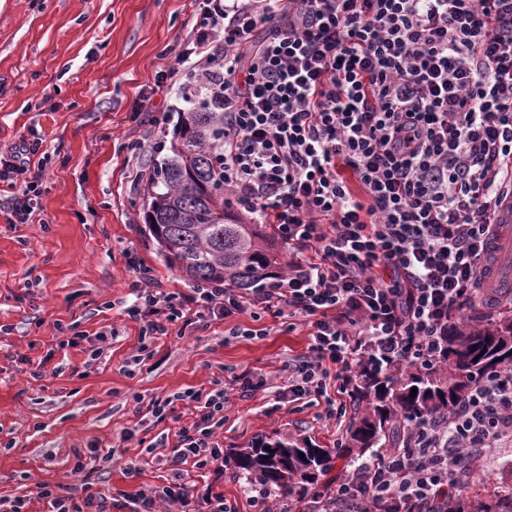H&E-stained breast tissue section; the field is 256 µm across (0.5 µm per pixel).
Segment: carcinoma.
<instances>
[{
	"mask_svg": "<svg viewBox=\"0 0 512 512\" xmlns=\"http://www.w3.org/2000/svg\"><path fill=\"white\" fill-rule=\"evenodd\" d=\"M178 113L172 155L155 164L148 188L149 232L160 252L196 287L259 288L283 271L273 227L245 224L224 203V112L198 91ZM512 365V317L490 326L468 325L448 339L435 372L400 371L393 379L366 378L354 391L357 420L349 449L373 451L399 437L398 421L445 411L466 391L472 376ZM417 394L411 395V389ZM305 454L300 458L299 454ZM249 479L282 493L308 494L333 467L330 450L305 440L265 438L235 454Z\"/></svg>",
	"mask_w": 512,
	"mask_h": 512,
	"instance_id": "obj_1",
	"label": "carcinoma"
}]
</instances>
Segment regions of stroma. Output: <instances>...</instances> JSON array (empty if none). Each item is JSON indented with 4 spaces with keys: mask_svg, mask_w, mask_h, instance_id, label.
<instances>
[{
    "mask_svg": "<svg viewBox=\"0 0 512 512\" xmlns=\"http://www.w3.org/2000/svg\"><path fill=\"white\" fill-rule=\"evenodd\" d=\"M198 9L197 0H0V153L36 137L47 158L45 181L31 195L35 222L13 223L6 208L23 183H0V499H26L25 512H48L37 495L42 484L66 486L77 499L92 493L109 512H129L127 494L167 476L145 447L196 416L181 402L180 420L156 421L151 400L209 391L244 372L277 384L284 362L307 350L306 326L243 313L206 328L173 326L154 340L150 359L131 361L139 325L125 310L136 268L148 269L163 291L190 290L146 227L157 147L175 136L190 78L181 71L169 90L146 88L156 71L176 65ZM73 324L86 340L56 349ZM235 327L240 335H232ZM23 355L28 363H20ZM261 437L332 449L323 490L335 488L350 459L336 446L334 426L314 410L276 405L268 389L231 399L218 435L223 468L188 467L186 485L223 496L237 512H257L233 458ZM130 460L140 474H126ZM511 491L506 445L475 462L461 498L473 506Z\"/></svg>",
    "mask_w": 512,
    "mask_h": 512,
    "instance_id": "35a3bbf8",
    "label": "stroma"
}]
</instances>
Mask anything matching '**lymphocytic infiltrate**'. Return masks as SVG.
I'll return each instance as SVG.
<instances>
[{"label":"lymphocytic infiltrate","instance_id":"1","mask_svg":"<svg viewBox=\"0 0 512 512\" xmlns=\"http://www.w3.org/2000/svg\"><path fill=\"white\" fill-rule=\"evenodd\" d=\"M193 31L179 64L224 111V191L274 226L289 259L246 295L155 291L140 273L126 309L139 355L178 322L302 320L308 351L285 362L275 396L324 421L346 416L341 397L364 374L436 370L449 335L487 304L494 219L512 198V0H203ZM38 150L23 139L0 155L1 183L27 177L7 204L18 224L33 220ZM268 388L245 372L184 392L195 420L165 458V484L130 494V512H193L184 464L216 466L231 394ZM507 442L512 366L475 375L448 411L403 420L396 445L313 493L315 512H446L473 461Z\"/></svg>","mask_w":512,"mask_h":512}]
</instances>
